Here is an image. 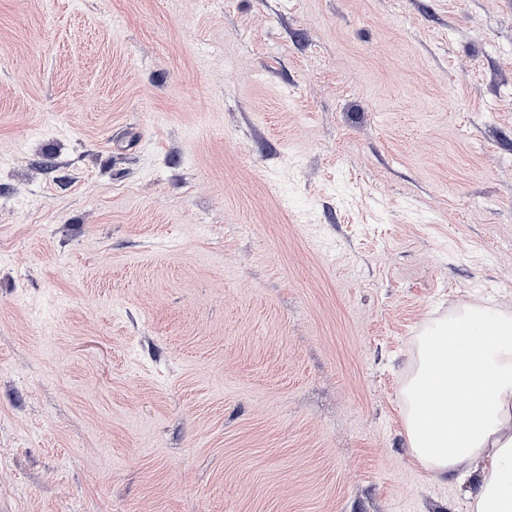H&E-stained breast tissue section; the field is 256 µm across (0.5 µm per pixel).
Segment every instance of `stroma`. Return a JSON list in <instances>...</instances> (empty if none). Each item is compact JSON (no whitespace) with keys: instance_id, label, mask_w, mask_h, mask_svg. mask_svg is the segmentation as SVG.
Segmentation results:
<instances>
[{"instance_id":"stroma-1","label":"stroma","mask_w":512,"mask_h":512,"mask_svg":"<svg viewBox=\"0 0 512 512\" xmlns=\"http://www.w3.org/2000/svg\"><path fill=\"white\" fill-rule=\"evenodd\" d=\"M512 313V0H0V512H466L420 340Z\"/></svg>"}]
</instances>
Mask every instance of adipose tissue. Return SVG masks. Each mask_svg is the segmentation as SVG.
Listing matches in <instances>:
<instances>
[{
    "label": "adipose tissue",
    "mask_w": 512,
    "mask_h": 512,
    "mask_svg": "<svg viewBox=\"0 0 512 512\" xmlns=\"http://www.w3.org/2000/svg\"><path fill=\"white\" fill-rule=\"evenodd\" d=\"M407 396L422 467L476 483L470 512H512V315L474 306L438 324Z\"/></svg>",
    "instance_id": "obj_1"
}]
</instances>
